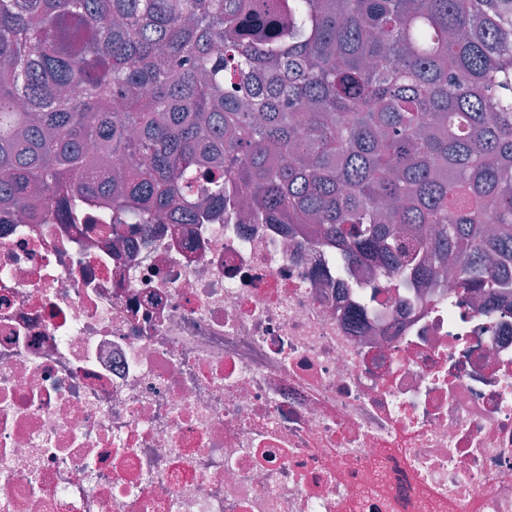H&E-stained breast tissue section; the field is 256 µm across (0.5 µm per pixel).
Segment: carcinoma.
Returning a JSON list of instances; mask_svg holds the SVG:
<instances>
[{
	"instance_id": "carcinoma-1",
	"label": "carcinoma",
	"mask_w": 512,
	"mask_h": 512,
	"mask_svg": "<svg viewBox=\"0 0 512 512\" xmlns=\"http://www.w3.org/2000/svg\"><path fill=\"white\" fill-rule=\"evenodd\" d=\"M0 205L322 225L512 291V0H0Z\"/></svg>"
}]
</instances>
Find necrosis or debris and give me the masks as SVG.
I'll list each match as a JSON object with an SVG mask.
<instances>
[{"label": "necrosis or debris", "mask_w": 512, "mask_h": 512, "mask_svg": "<svg viewBox=\"0 0 512 512\" xmlns=\"http://www.w3.org/2000/svg\"><path fill=\"white\" fill-rule=\"evenodd\" d=\"M108 214L0 212V512H512V296Z\"/></svg>", "instance_id": "4bbe7bcc"}]
</instances>
